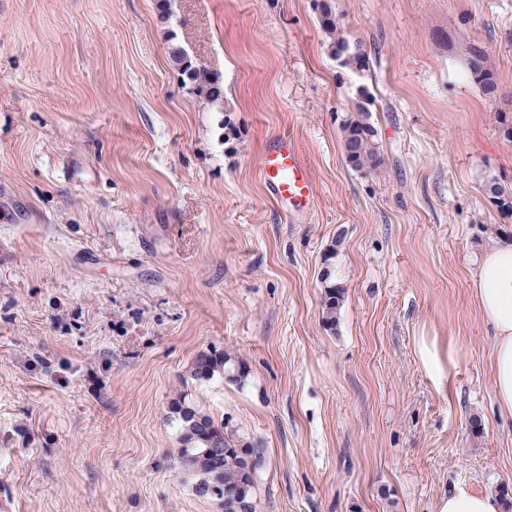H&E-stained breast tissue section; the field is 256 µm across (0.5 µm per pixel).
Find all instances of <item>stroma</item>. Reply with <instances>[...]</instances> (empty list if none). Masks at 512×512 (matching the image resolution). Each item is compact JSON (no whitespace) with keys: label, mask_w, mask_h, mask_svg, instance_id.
Segmentation results:
<instances>
[{"label":"stroma","mask_w":512,"mask_h":512,"mask_svg":"<svg viewBox=\"0 0 512 512\" xmlns=\"http://www.w3.org/2000/svg\"><path fill=\"white\" fill-rule=\"evenodd\" d=\"M0 0V512H223L173 451L179 395L257 441L254 512H437L512 489L475 260L512 239V0ZM222 74L185 86L173 43ZM485 45L498 84L465 66ZM367 97L377 165L341 126ZM233 134H225V121ZM292 138L314 179L291 218L259 176ZM345 290L322 323L321 275ZM451 344L437 389L418 337ZM241 383H187L195 357ZM320 26L328 41L327 48L332 57L339 59V66L351 70H364L367 66L366 52L360 41H351L336 17L331 1H320ZM171 57L182 81L190 85L197 97L217 107L220 112H229L224 108V80L221 74L198 65L184 46H173ZM216 374L228 377L229 381L236 383H241L247 375L235 357L224 350L216 349L200 353L189 372L190 378L199 384L210 381ZM501 504L490 494L475 493L467 486H457L454 492L442 497L437 512H500Z\"/></svg>","instance_id":"obj_1"}]
</instances>
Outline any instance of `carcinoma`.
Listing matches in <instances>:
<instances>
[{"mask_svg":"<svg viewBox=\"0 0 512 512\" xmlns=\"http://www.w3.org/2000/svg\"><path fill=\"white\" fill-rule=\"evenodd\" d=\"M320 26L327 37V48L339 66L364 70L366 52L359 41H352L336 17L331 0H321ZM171 57L184 83L206 103L224 108V80L221 74L197 64L189 51L172 47ZM466 68L469 75L487 94L497 91L498 85L487 51L479 44L467 49ZM369 110L359 104L357 112L342 125V139L349 164L361 168L375 160L374 129L368 122ZM491 198L503 210L512 212V187L492 179L487 184ZM322 321L330 329L336 326L337 314L344 301V289L330 283L329 273L321 276ZM221 375L239 383L246 372L236 358L224 350L212 349L200 353L190 367L189 376L197 383L207 382ZM171 417L178 422L177 458L181 470L197 477L195 492L200 497L222 498L227 490H234L247 501H252L257 477L264 465V456L258 443L237 434V431L216 424L214 419L189 406L182 395L169 405Z\"/></svg>","mask_w":512,"mask_h":512,"instance_id":"obj_1","label":"carcinoma"}]
</instances>
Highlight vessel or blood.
<instances>
[{
	"label": "vessel or blood",
	"instance_id": "1",
	"mask_svg": "<svg viewBox=\"0 0 512 512\" xmlns=\"http://www.w3.org/2000/svg\"><path fill=\"white\" fill-rule=\"evenodd\" d=\"M260 177L270 197L290 216L308 214L314 206L313 180L287 135L268 144L262 156Z\"/></svg>",
	"mask_w": 512,
	"mask_h": 512
}]
</instances>
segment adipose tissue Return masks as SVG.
<instances>
[{"label":"adipose tissue","instance_id":"ef3b65f1","mask_svg":"<svg viewBox=\"0 0 512 512\" xmlns=\"http://www.w3.org/2000/svg\"><path fill=\"white\" fill-rule=\"evenodd\" d=\"M475 296L480 311L493 329L491 370L493 389L502 415L512 417V242L493 244L482 254L475 275ZM417 351L437 387L448 386L457 352L436 340L420 337ZM497 497L476 493L467 486L441 498L437 512H500Z\"/></svg>","mask_w":512,"mask_h":512}]
</instances>
